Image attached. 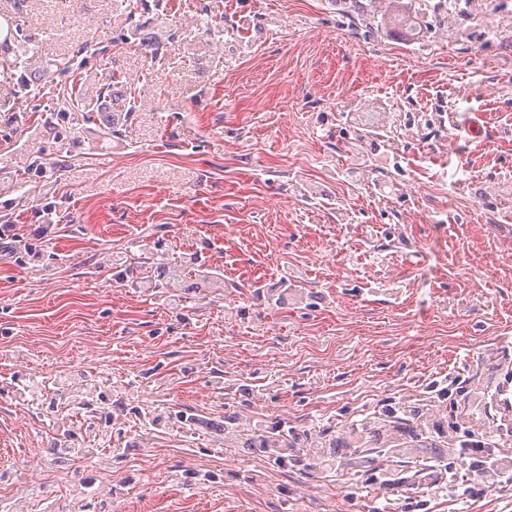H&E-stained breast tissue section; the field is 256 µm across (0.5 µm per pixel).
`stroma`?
Listing matches in <instances>:
<instances>
[{
  "instance_id": "obj_1",
  "label": "stroma",
  "mask_w": 512,
  "mask_h": 512,
  "mask_svg": "<svg viewBox=\"0 0 512 512\" xmlns=\"http://www.w3.org/2000/svg\"><path fill=\"white\" fill-rule=\"evenodd\" d=\"M415 7L375 0L386 26L355 36L336 0H0L37 80L21 95L0 66V224L34 247L0 256V512H60L81 485L85 512H512V486L380 499L410 469L352 448L277 465L197 426L332 439L389 406L442 415L459 382L488 404L475 436L512 455V50L444 18L413 36L393 19ZM116 70L137 105L120 134L36 123ZM36 151L48 171L20 188ZM147 253L221 285L117 277ZM282 282L305 302L267 304ZM85 377L90 423L54 392ZM93 436L106 464L75 455Z\"/></svg>"
}]
</instances>
